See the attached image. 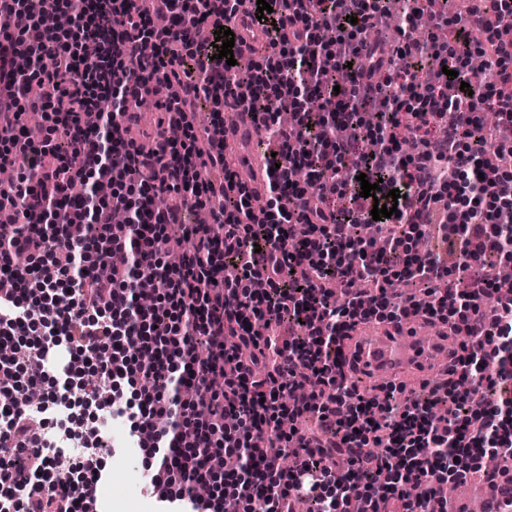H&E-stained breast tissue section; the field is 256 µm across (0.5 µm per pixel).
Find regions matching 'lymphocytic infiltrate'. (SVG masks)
I'll list each match as a JSON object with an SVG mask.
<instances>
[{"instance_id": "f902f5d3", "label": "lymphocytic infiltrate", "mask_w": 512, "mask_h": 512, "mask_svg": "<svg viewBox=\"0 0 512 512\" xmlns=\"http://www.w3.org/2000/svg\"><path fill=\"white\" fill-rule=\"evenodd\" d=\"M267 2L266 55L235 40V58L255 59L244 72L215 48L243 0H0V168L13 173L0 204L14 209L0 221V347L17 350L0 359V392L89 371L96 400L127 381L131 434L151 449L171 512H349L355 501L431 512L459 457L512 454V398L478 396L512 381V296L482 273L491 256L512 261V170L481 174L505 152L486 112L512 124V45L494 36L512 24V0L454 12L406 0L388 55L393 0ZM147 94L161 116L146 150L130 132ZM207 103L244 107L272 144L263 194L227 172L223 119L196 134L190 117ZM29 109L39 131L23 123ZM214 168L223 183L208 179ZM365 181L375 197H361ZM215 196L213 223H187ZM377 202L397 215L374 220ZM439 210L451 267L423 244ZM370 225L385 250L363 238ZM147 270L159 284L144 306ZM395 280L423 297L393 292ZM416 314L457 340L446 379L419 397L393 384L361 392L344 370L345 331ZM286 323L301 336H280ZM54 405L0 406V501L16 512H87L103 478L77 433L70 469H57L43 420ZM309 414L318 430L304 429Z\"/></svg>"}]
</instances>
